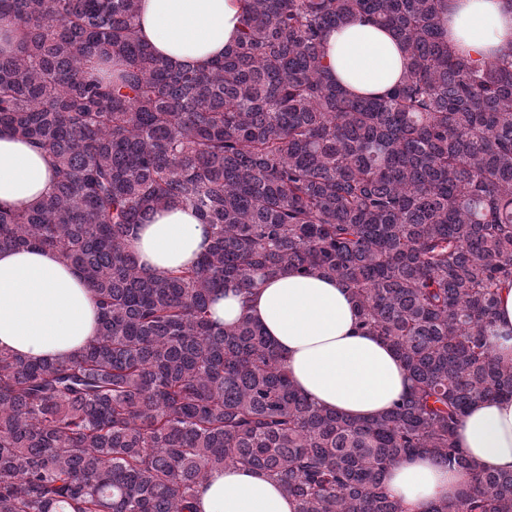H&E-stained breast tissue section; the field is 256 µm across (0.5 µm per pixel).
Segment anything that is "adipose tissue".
Here are the masks:
<instances>
[{
    "label": "adipose tissue",
    "mask_w": 512,
    "mask_h": 512,
    "mask_svg": "<svg viewBox=\"0 0 512 512\" xmlns=\"http://www.w3.org/2000/svg\"><path fill=\"white\" fill-rule=\"evenodd\" d=\"M448 42L475 62L512 59V0H443ZM240 0H138L140 38L166 62L207 66L221 58L242 27ZM324 63L351 95H380L401 80L407 59L398 39L370 20L331 29ZM48 155L11 131H0V206L24 207L54 183ZM210 243L194 210L157 211L131 240L146 274L194 265ZM220 326L257 323L283 358L297 389L319 405L357 420L385 413L410 382L396 351L359 327L351 293L339 279L288 270L256 281L250 296L236 284L210 307ZM99 305L77 269L41 249L0 252V349L33 360L65 359L98 334ZM487 342L512 359V283L499 292L497 325ZM456 443L487 471H512V398L482 400L463 416ZM472 481L468 470L438 466L418 453L391 467L385 491L408 512H431ZM196 512H297L272 477L228 465L212 470L195 491Z\"/></svg>",
    "instance_id": "obj_1"
}]
</instances>
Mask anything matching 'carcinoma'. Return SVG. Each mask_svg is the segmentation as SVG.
<instances>
[{
  "label": "carcinoma",
  "mask_w": 512,
  "mask_h": 512,
  "mask_svg": "<svg viewBox=\"0 0 512 512\" xmlns=\"http://www.w3.org/2000/svg\"><path fill=\"white\" fill-rule=\"evenodd\" d=\"M243 28L207 67L156 57L138 0H0V129L45 149L52 191L0 207V251L77 267L98 336L66 361L0 352V512H192L208 472L278 479L298 512H407L383 489L412 453L474 482L432 512H512V472L456 448L475 403L512 396L486 342L512 280V60L448 44L440 0H241ZM389 29L403 79L352 97L324 35ZM97 61L116 62L103 75ZM212 229L190 267L144 274L131 248L157 211ZM343 281L411 386L356 421L297 391L252 321L217 327L214 294L283 270Z\"/></svg>",
  "instance_id": "cac0c4a2"
}]
</instances>
